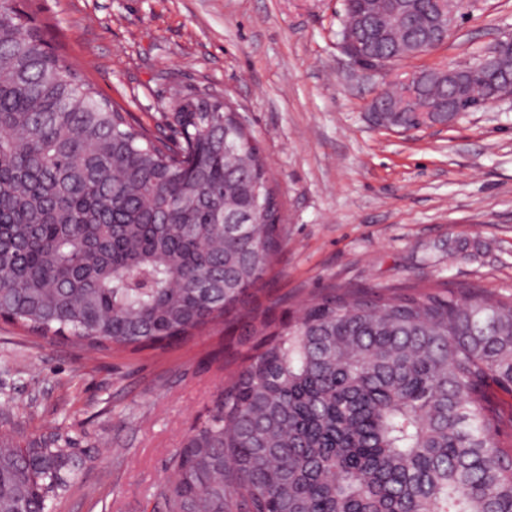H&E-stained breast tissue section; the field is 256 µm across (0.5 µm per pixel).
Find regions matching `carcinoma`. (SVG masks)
Instances as JSON below:
<instances>
[{
	"mask_svg": "<svg viewBox=\"0 0 512 512\" xmlns=\"http://www.w3.org/2000/svg\"><path fill=\"white\" fill-rule=\"evenodd\" d=\"M437 0H347L341 29L386 55L447 21ZM459 76L483 99L492 73ZM448 79L388 87L445 107ZM171 140L131 123L0 5V317L89 351L167 346L222 320L252 352L169 459L163 512H512L493 379L512 392V298L323 291L290 322L254 302L285 226L225 97L183 93ZM0 440V512H45L75 477L69 432Z\"/></svg>",
	"mask_w": 512,
	"mask_h": 512,
	"instance_id": "carcinoma-1",
	"label": "carcinoma"
}]
</instances>
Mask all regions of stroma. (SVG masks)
I'll return each mask as SVG.
<instances>
[{
	"mask_svg": "<svg viewBox=\"0 0 512 512\" xmlns=\"http://www.w3.org/2000/svg\"><path fill=\"white\" fill-rule=\"evenodd\" d=\"M99 96L147 127L180 90L229 96L258 143L286 235L259 300L444 284L512 296V99L395 133L367 110L385 79L472 61L512 34V0H468L446 45L367 75L340 48L343 0H21ZM237 339L88 351L0 319V432L68 428L90 451L56 512H153L167 463L211 413Z\"/></svg>",
	"mask_w": 512,
	"mask_h": 512,
	"instance_id": "35a3bbf8",
	"label": "stroma"
}]
</instances>
